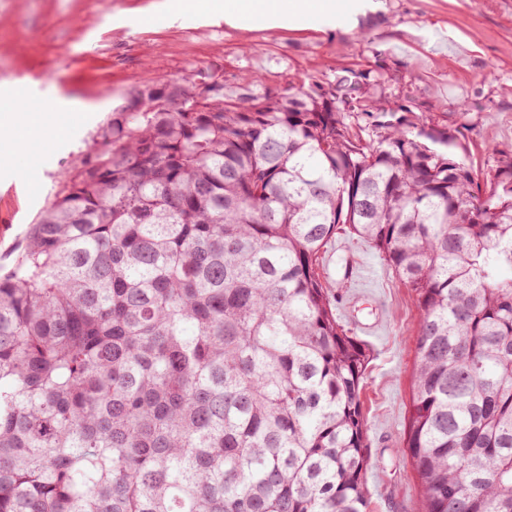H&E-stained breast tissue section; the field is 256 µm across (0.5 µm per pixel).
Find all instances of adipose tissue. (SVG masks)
Returning <instances> with one entry per match:
<instances>
[{
    "label": "adipose tissue",
    "instance_id": "obj_1",
    "mask_svg": "<svg viewBox=\"0 0 512 512\" xmlns=\"http://www.w3.org/2000/svg\"><path fill=\"white\" fill-rule=\"evenodd\" d=\"M383 0H173L167 7L169 17L188 12L223 18L231 26L257 27L315 24L334 30L356 27L359 20L382 11ZM41 117L31 112L13 113L0 128V165L9 161L17 145L27 141Z\"/></svg>",
    "mask_w": 512,
    "mask_h": 512
}]
</instances>
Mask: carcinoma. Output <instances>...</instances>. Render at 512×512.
<instances>
[{"mask_svg": "<svg viewBox=\"0 0 512 512\" xmlns=\"http://www.w3.org/2000/svg\"><path fill=\"white\" fill-rule=\"evenodd\" d=\"M276 93L146 81L0 276V512H366L339 229L415 294L424 512H512V150L382 51Z\"/></svg>", "mask_w": 512, "mask_h": 512, "instance_id": "1", "label": "carcinoma"}]
</instances>
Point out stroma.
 <instances>
[{
	"mask_svg": "<svg viewBox=\"0 0 512 512\" xmlns=\"http://www.w3.org/2000/svg\"><path fill=\"white\" fill-rule=\"evenodd\" d=\"M156 0H0V124L17 107L12 87L25 91L30 111L44 121L30 143L0 165V273L21 258L28 230L52 205L68 173L80 167L102 126L127 102L133 88L151 79L194 78L201 70L236 85L245 72L263 89L312 72L333 77L337 68L367 62L372 49L391 66L410 71L413 92L449 111L474 100L467 134L470 159L482 169L486 148L512 150V0H386L380 14L352 30L210 27L198 15L177 20L158 15L144 25L120 24L126 12L148 10ZM78 101L71 133L57 140L59 103ZM351 250L372 270L360 316L382 308L383 320L366 342L371 360L361 393L372 464L364 474L368 512H423L421 487L404 455L419 310L410 289L399 285L372 246L337 234L324 248L322 279L336 285V260Z\"/></svg>",
	"mask_w": 512,
	"mask_h": 512,
	"instance_id": "obj_1",
	"label": "stroma"
}]
</instances>
